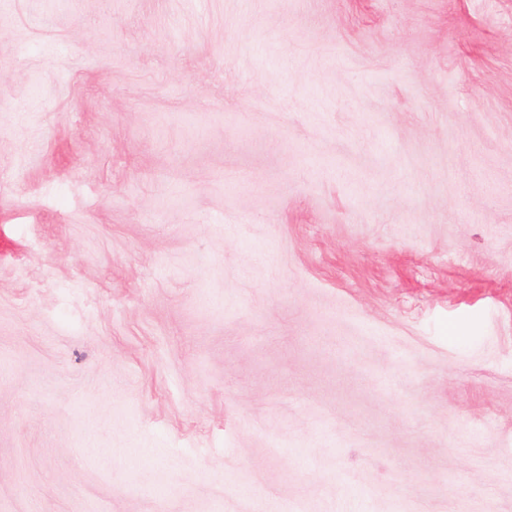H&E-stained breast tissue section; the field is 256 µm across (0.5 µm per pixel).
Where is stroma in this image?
<instances>
[{"label": "stroma", "mask_w": 512, "mask_h": 512, "mask_svg": "<svg viewBox=\"0 0 512 512\" xmlns=\"http://www.w3.org/2000/svg\"><path fill=\"white\" fill-rule=\"evenodd\" d=\"M0 512H512V0H0Z\"/></svg>", "instance_id": "stroma-1"}]
</instances>
